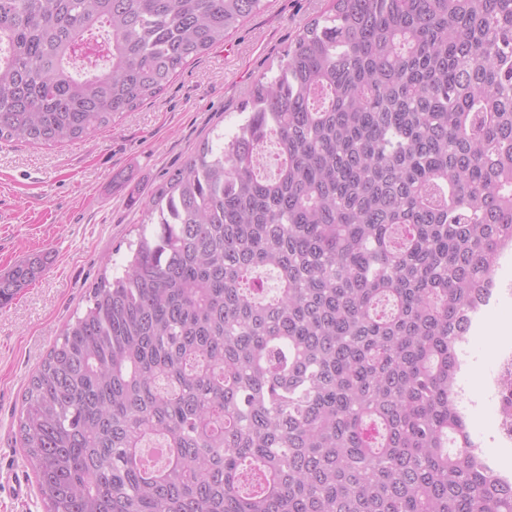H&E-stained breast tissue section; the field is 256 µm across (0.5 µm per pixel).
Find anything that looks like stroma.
Listing matches in <instances>:
<instances>
[{
  "label": "stroma",
  "mask_w": 512,
  "mask_h": 512,
  "mask_svg": "<svg viewBox=\"0 0 512 512\" xmlns=\"http://www.w3.org/2000/svg\"><path fill=\"white\" fill-rule=\"evenodd\" d=\"M327 0H265L223 44L189 65L154 101L84 141L0 142V276L36 255V281L0 307V474L26 464L18 416L32 373L100 276L121 273L143 222V202L199 145L233 132L238 108ZM512 348V297H495L456 344L459 408L478 451L512 471L497 434L491 389L496 351Z\"/></svg>",
  "instance_id": "1"
}]
</instances>
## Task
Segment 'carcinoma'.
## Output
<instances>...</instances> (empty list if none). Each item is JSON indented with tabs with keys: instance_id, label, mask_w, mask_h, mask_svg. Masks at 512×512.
Segmentation results:
<instances>
[{
	"instance_id": "carcinoma-1",
	"label": "carcinoma",
	"mask_w": 512,
	"mask_h": 512,
	"mask_svg": "<svg viewBox=\"0 0 512 512\" xmlns=\"http://www.w3.org/2000/svg\"><path fill=\"white\" fill-rule=\"evenodd\" d=\"M262 6L0 0V140L91 137ZM239 115L30 378L46 512H512L455 402L512 241V0H330Z\"/></svg>"
}]
</instances>
